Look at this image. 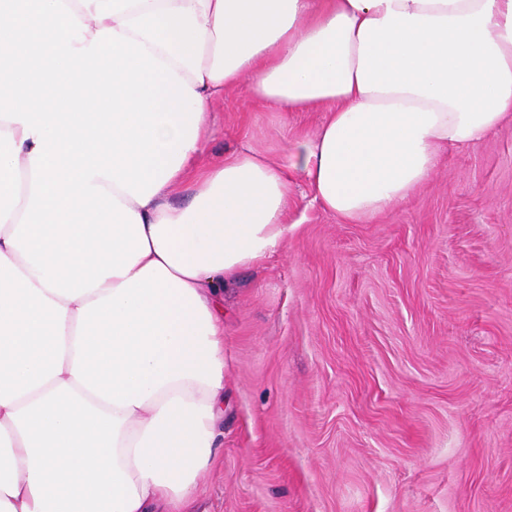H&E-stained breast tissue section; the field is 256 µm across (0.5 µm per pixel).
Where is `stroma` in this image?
<instances>
[{"label":"stroma","mask_w":512,"mask_h":512,"mask_svg":"<svg viewBox=\"0 0 512 512\" xmlns=\"http://www.w3.org/2000/svg\"><path fill=\"white\" fill-rule=\"evenodd\" d=\"M212 112L208 162L326 115L240 90ZM297 195L283 249L224 292V425L194 512H512V125L366 224Z\"/></svg>","instance_id":"obj_1"}]
</instances>
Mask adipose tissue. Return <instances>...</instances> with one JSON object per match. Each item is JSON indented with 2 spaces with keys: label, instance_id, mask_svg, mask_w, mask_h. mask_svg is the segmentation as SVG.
Here are the masks:
<instances>
[{
  "label": "adipose tissue",
  "instance_id": "1",
  "mask_svg": "<svg viewBox=\"0 0 512 512\" xmlns=\"http://www.w3.org/2000/svg\"><path fill=\"white\" fill-rule=\"evenodd\" d=\"M240 88L328 112L200 164ZM509 122L512 0H0V512H191L296 183L362 224Z\"/></svg>",
  "mask_w": 512,
  "mask_h": 512
}]
</instances>
